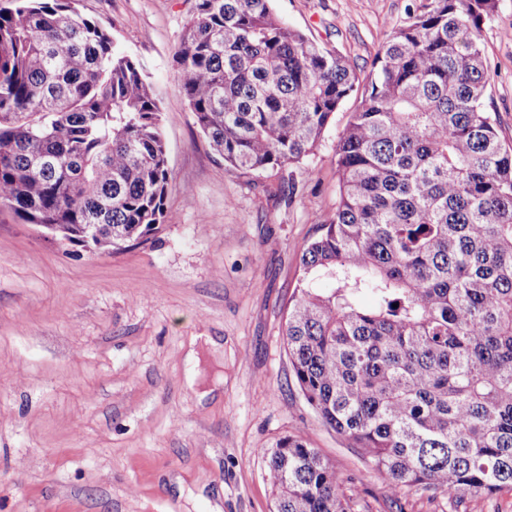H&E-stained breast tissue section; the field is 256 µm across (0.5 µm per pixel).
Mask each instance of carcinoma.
<instances>
[{"instance_id": "1", "label": "carcinoma", "mask_w": 512, "mask_h": 512, "mask_svg": "<svg viewBox=\"0 0 512 512\" xmlns=\"http://www.w3.org/2000/svg\"><path fill=\"white\" fill-rule=\"evenodd\" d=\"M497 0H427L359 79L272 0H194L174 54L224 165L281 181L358 101L336 143L339 202L301 251L288 359L323 424L394 490L457 509L512 489V146L487 111L483 24ZM172 183L142 65L72 0L0 8V207L74 246L159 230ZM373 305L361 304L363 294ZM274 512H351L300 434L266 451Z\"/></svg>"}]
</instances>
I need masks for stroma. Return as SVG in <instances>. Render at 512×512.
Here are the masks:
<instances>
[{"label": "stroma", "instance_id": "obj_1", "mask_svg": "<svg viewBox=\"0 0 512 512\" xmlns=\"http://www.w3.org/2000/svg\"><path fill=\"white\" fill-rule=\"evenodd\" d=\"M423 0H273L359 76ZM137 59L161 108L174 182L166 218L112 252L62 246L0 207V512H273L265 452L303 434L353 489L352 512H448L392 492L300 393L285 342L302 248L336 209V141L355 99L294 166L226 167L200 133L173 55L192 0H75ZM485 105L512 144V0L483 27ZM206 399L184 383L193 336Z\"/></svg>", "mask_w": 512, "mask_h": 512}]
</instances>
